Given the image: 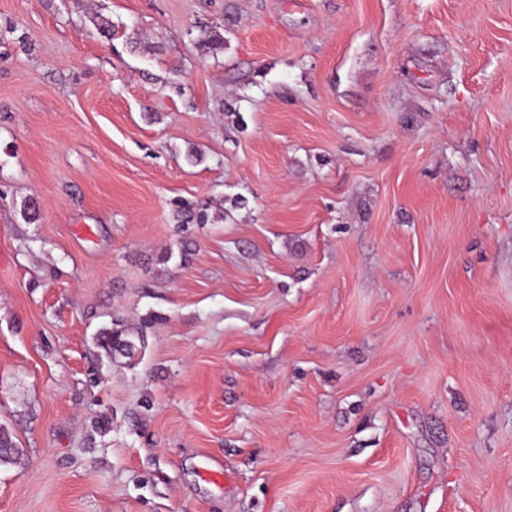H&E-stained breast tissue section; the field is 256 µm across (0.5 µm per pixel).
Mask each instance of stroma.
I'll use <instances>...</instances> for the list:
<instances>
[{
    "label": "stroma",
    "instance_id": "obj_1",
    "mask_svg": "<svg viewBox=\"0 0 512 512\" xmlns=\"http://www.w3.org/2000/svg\"><path fill=\"white\" fill-rule=\"evenodd\" d=\"M0 427V512H512V0H0Z\"/></svg>",
    "mask_w": 512,
    "mask_h": 512
}]
</instances>
